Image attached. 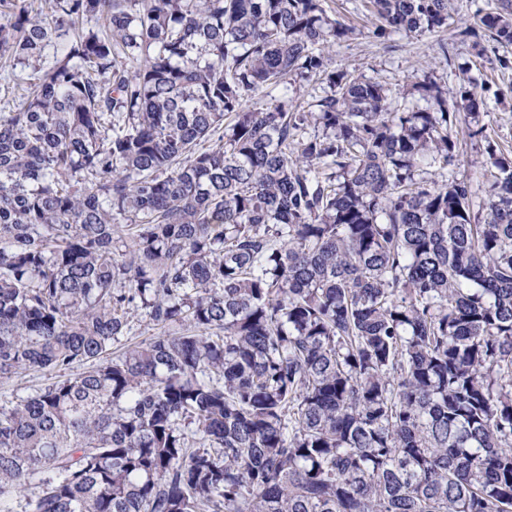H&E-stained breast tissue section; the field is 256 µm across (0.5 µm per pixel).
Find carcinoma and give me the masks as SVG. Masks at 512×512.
I'll return each mask as SVG.
<instances>
[{
	"instance_id": "carcinoma-1",
	"label": "carcinoma",
	"mask_w": 512,
	"mask_h": 512,
	"mask_svg": "<svg viewBox=\"0 0 512 512\" xmlns=\"http://www.w3.org/2000/svg\"><path fill=\"white\" fill-rule=\"evenodd\" d=\"M372 3L379 40L452 19ZM2 16L38 77L0 111V380L65 378L0 406V512H512V157L478 215L415 177L455 164L478 77L393 110L328 69L354 28L323 0ZM476 17L477 55L512 45V0ZM140 311L165 331L112 355Z\"/></svg>"
}]
</instances>
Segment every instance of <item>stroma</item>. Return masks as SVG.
I'll return each instance as SVG.
<instances>
[{
    "instance_id": "35a3bbf8",
    "label": "stroma",
    "mask_w": 512,
    "mask_h": 512,
    "mask_svg": "<svg viewBox=\"0 0 512 512\" xmlns=\"http://www.w3.org/2000/svg\"><path fill=\"white\" fill-rule=\"evenodd\" d=\"M496 0H454V22L438 34H392L386 41L372 38L374 18L370 0H324L329 15L355 27L349 40L336 43L326 54L329 69L347 70L367 79L379 80L387 89L393 106L424 107L413 91L420 77L438 86L448 100L459 90L460 69L471 70L488 86L487 113L481 122L484 138L471 139L465 124H458V175L470 178L475 201L487 198L491 183L477 166L487 148L512 152V69H501L495 57H478L473 39L465 29L475 8H495Z\"/></svg>"
}]
</instances>
